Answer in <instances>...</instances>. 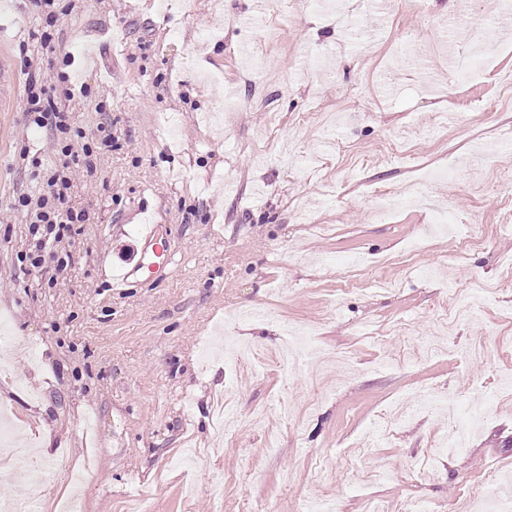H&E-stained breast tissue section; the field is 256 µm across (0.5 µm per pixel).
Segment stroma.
<instances>
[{
    "instance_id": "1",
    "label": "stroma",
    "mask_w": 512,
    "mask_h": 512,
    "mask_svg": "<svg viewBox=\"0 0 512 512\" xmlns=\"http://www.w3.org/2000/svg\"><path fill=\"white\" fill-rule=\"evenodd\" d=\"M345 4L351 29L323 8L251 25V0H0V58L15 74L0 102V315L7 342L36 353L0 371V412L7 442L38 448L50 475L40 512L73 495L84 512H127L137 497L143 512H364L372 500L447 512L493 470L491 495L512 491V284L457 326L447 354L421 348L473 278L512 275L499 194L512 179L500 142L512 39L489 37L487 69L463 84L425 48L442 19L494 21L500 0ZM407 42L424 68L402 58ZM91 50L111 67L86 64ZM31 69L72 144L95 148L66 193L89 219L39 270L18 259L32 236L12 211L59 162L55 130H33L26 112ZM448 112L460 123L438 126ZM384 191L398 202L378 223ZM143 211L166 274L113 287L112 266L144 249ZM448 224L472 225L480 245L462 249ZM371 260L391 289L364 274ZM292 324L326 358L317 383L306 355L251 376L213 345L225 331L272 349ZM477 332L485 363L464 358ZM435 393L483 411L466 450L424 482L416 464L446 426L427 407Z\"/></svg>"
}]
</instances>
